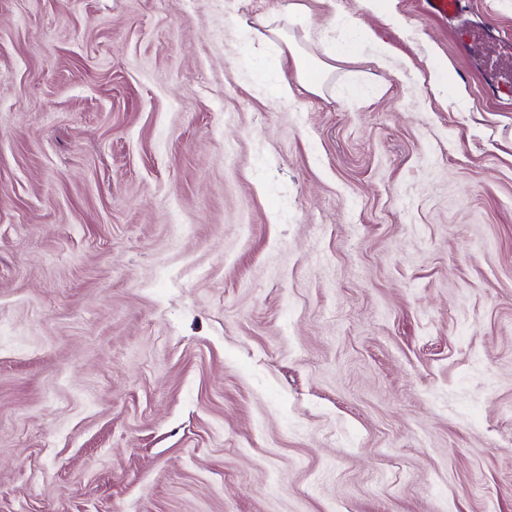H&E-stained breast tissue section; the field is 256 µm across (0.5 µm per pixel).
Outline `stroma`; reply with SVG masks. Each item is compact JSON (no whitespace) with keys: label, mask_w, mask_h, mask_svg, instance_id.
<instances>
[{"label":"stroma","mask_w":512,"mask_h":512,"mask_svg":"<svg viewBox=\"0 0 512 512\" xmlns=\"http://www.w3.org/2000/svg\"><path fill=\"white\" fill-rule=\"evenodd\" d=\"M292 2L0 0V512H512V0ZM338 21L344 31V38L330 49L333 58L349 56L359 52V49L371 41L368 33L351 18L339 17ZM288 49L295 58L298 83L317 90L322 84V71H325L328 65L319 60L296 55L290 44Z\"/></svg>","instance_id":"35a3bbf8"}]
</instances>
